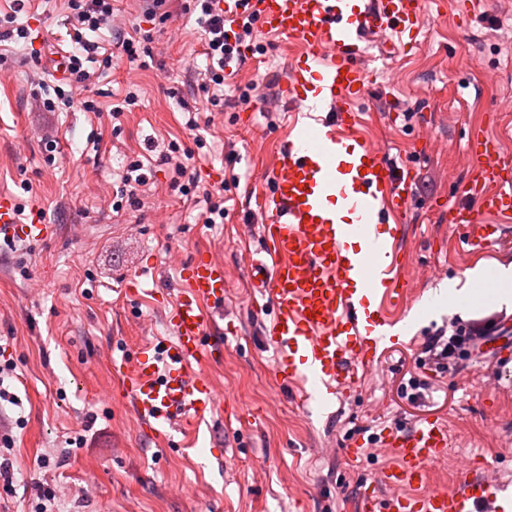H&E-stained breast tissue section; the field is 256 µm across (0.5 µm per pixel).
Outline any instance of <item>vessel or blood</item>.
I'll return each mask as SVG.
<instances>
[{
    "mask_svg": "<svg viewBox=\"0 0 512 512\" xmlns=\"http://www.w3.org/2000/svg\"><path fill=\"white\" fill-rule=\"evenodd\" d=\"M228 25L254 15L262 33L298 44L288 62L285 88L295 106L282 138L268 195L256 206L268 212L265 242L250 281L273 307L264 334L274 354L278 383H312L304 400L357 388L384 350L395 326L391 299L402 267L397 237L383 238L379 224L404 215L413 191L411 167L371 144L357 104L375 75L365 59L370 40L389 57L411 44L430 10L444 0H221ZM327 105L315 116L309 103ZM511 128L490 136L471 131L466 150L472 174L448 205V228L473 252L486 249L498 224L512 222V155L501 148ZM49 225L15 221L10 197L0 194V236L42 239ZM182 286L167 319L174 333L162 347L139 348L134 368L113 364L124 378L122 397L140 427L166 437L196 427L222 411L221 397L195 371L222 358L211 307L224 301V268L197 255L181 268ZM394 462L378 475L392 489L382 498L365 487L361 512H480L512 487L463 472L453 492L427 490L430 466L448 450V430L433 419L412 431H389Z\"/></svg>",
    "mask_w": 512,
    "mask_h": 512,
    "instance_id": "obj_1",
    "label": "vessel or blood"
}]
</instances>
